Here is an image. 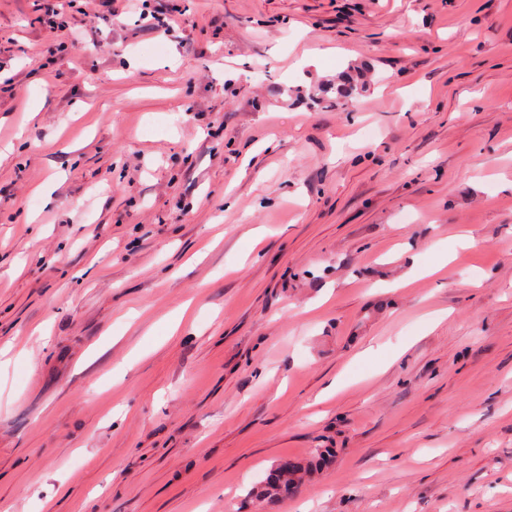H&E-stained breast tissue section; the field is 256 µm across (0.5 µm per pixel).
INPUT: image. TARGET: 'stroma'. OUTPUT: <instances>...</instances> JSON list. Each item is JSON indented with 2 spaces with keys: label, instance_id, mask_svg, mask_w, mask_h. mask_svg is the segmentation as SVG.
I'll list each match as a JSON object with an SVG mask.
<instances>
[{
  "label": "stroma",
  "instance_id": "stroma-1",
  "mask_svg": "<svg viewBox=\"0 0 512 512\" xmlns=\"http://www.w3.org/2000/svg\"><path fill=\"white\" fill-rule=\"evenodd\" d=\"M55 3L0 0V512H512V0ZM286 466H280L279 463L267 475L260 484L257 491V497L270 502H278L295 496L303 481L307 471L311 466H300L290 460Z\"/></svg>",
  "mask_w": 512,
  "mask_h": 512
}]
</instances>
